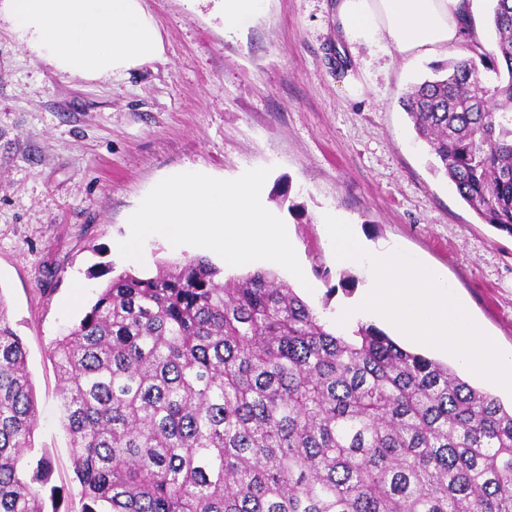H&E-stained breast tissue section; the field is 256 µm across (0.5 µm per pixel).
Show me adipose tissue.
Masks as SVG:
<instances>
[{
	"instance_id": "obj_1",
	"label": "adipose tissue",
	"mask_w": 512,
	"mask_h": 512,
	"mask_svg": "<svg viewBox=\"0 0 512 512\" xmlns=\"http://www.w3.org/2000/svg\"><path fill=\"white\" fill-rule=\"evenodd\" d=\"M226 34L250 26L265 0H214ZM468 0H338L348 44L435 54L458 47ZM19 42L71 78L99 80L159 60L164 46L144 0H0Z\"/></svg>"
}]
</instances>
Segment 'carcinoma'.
<instances>
[{
	"label": "carcinoma",
	"instance_id": "carcinoma-1",
	"mask_svg": "<svg viewBox=\"0 0 512 512\" xmlns=\"http://www.w3.org/2000/svg\"><path fill=\"white\" fill-rule=\"evenodd\" d=\"M403 105L459 196L512 236V0ZM497 81L487 87L483 73ZM79 508L512 512V408L373 324L333 328L273 272L123 271L52 345ZM0 303V512H60Z\"/></svg>",
	"mask_w": 512,
	"mask_h": 512
}]
</instances>
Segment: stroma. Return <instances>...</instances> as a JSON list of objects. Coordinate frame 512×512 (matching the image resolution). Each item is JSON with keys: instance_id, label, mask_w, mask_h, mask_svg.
Masks as SVG:
<instances>
[{"instance_id": "obj_1", "label": "stroma", "mask_w": 512, "mask_h": 512, "mask_svg": "<svg viewBox=\"0 0 512 512\" xmlns=\"http://www.w3.org/2000/svg\"><path fill=\"white\" fill-rule=\"evenodd\" d=\"M145 6L165 53L114 79L63 76L0 29V302L27 349L34 446L52 460V484L78 490L51 345L128 269L115 247L127 212L187 166L228 178L268 168L263 198L306 270L301 296L327 316L367 283L365 269L336 264L321 222L334 210L368 249L395 245L440 269L512 352V236L482 223L433 171L401 104L447 54L350 48L336 0H266L230 36L210 0ZM354 81L364 88L356 98L344 93ZM346 275L348 292L338 287Z\"/></svg>"}]
</instances>
